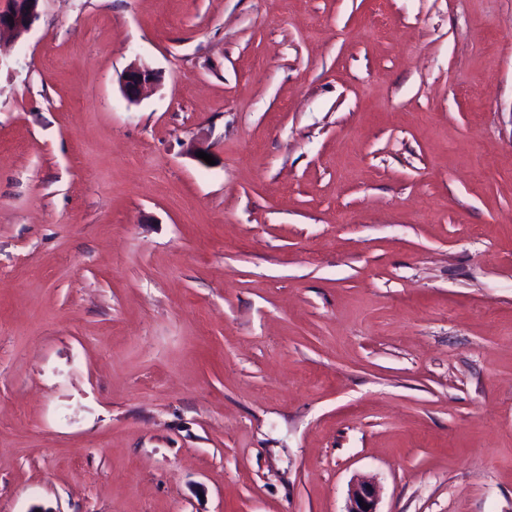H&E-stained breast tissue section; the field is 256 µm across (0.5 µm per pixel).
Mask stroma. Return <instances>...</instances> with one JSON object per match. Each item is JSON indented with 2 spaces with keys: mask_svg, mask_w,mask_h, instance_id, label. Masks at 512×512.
<instances>
[{
  "mask_svg": "<svg viewBox=\"0 0 512 512\" xmlns=\"http://www.w3.org/2000/svg\"><path fill=\"white\" fill-rule=\"evenodd\" d=\"M360 477L512 512V0H43L0 36V512ZM160 75L147 65L132 63L120 76V90L129 103H137L144 90L159 81Z\"/></svg>",
  "mask_w": 512,
  "mask_h": 512,
  "instance_id": "1",
  "label": "stroma"
}]
</instances>
